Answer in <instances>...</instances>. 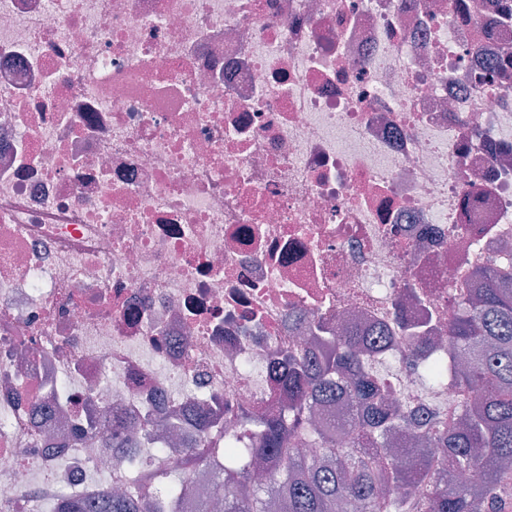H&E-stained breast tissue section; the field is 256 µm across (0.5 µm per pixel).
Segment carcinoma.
<instances>
[{"label":"carcinoma","instance_id":"1","mask_svg":"<svg viewBox=\"0 0 512 512\" xmlns=\"http://www.w3.org/2000/svg\"><path fill=\"white\" fill-rule=\"evenodd\" d=\"M503 64H487L475 77L485 89L504 88ZM476 300L448 317V350L407 328L401 353L413 364L417 382L435 392L453 384L455 410L438 412L403 393L405 379L376 370L392 336L364 344L347 329L322 339V346L288 348L284 369L273 379L284 394L281 407L258 416L239 408L241 435L224 433L206 406L195 411L199 438L186 444L184 472L210 460L223 512H512V273L477 272ZM341 399L358 408L343 437L319 426L313 403ZM162 448L124 455L130 476L121 495L75 496L64 512H209L206 499L181 493L166 482L146 498L148 477L162 481Z\"/></svg>","mask_w":512,"mask_h":512}]
</instances>
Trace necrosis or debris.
<instances>
[{
  "mask_svg": "<svg viewBox=\"0 0 512 512\" xmlns=\"http://www.w3.org/2000/svg\"><path fill=\"white\" fill-rule=\"evenodd\" d=\"M503 0H0V512L127 483L106 418L280 404L313 319L512 270ZM503 63L498 65L488 63L475 77V82L478 86L485 89L504 88L502 79L506 76V67Z\"/></svg>",
  "mask_w": 512,
  "mask_h": 512,
  "instance_id": "obj_1",
  "label": "necrosis or debris"
}]
</instances>
